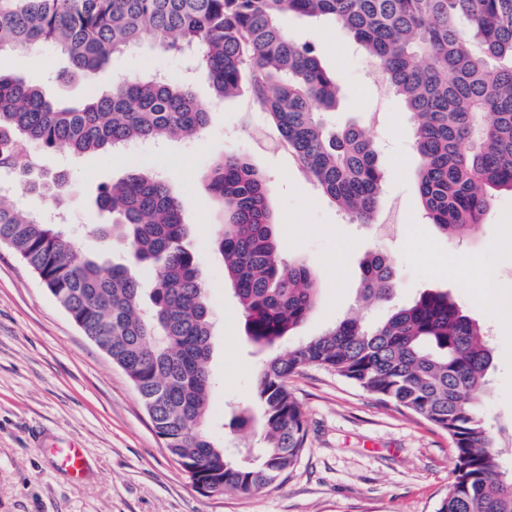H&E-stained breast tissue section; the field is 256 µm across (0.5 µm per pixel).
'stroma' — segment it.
<instances>
[{
    "instance_id": "obj_1",
    "label": "stroma",
    "mask_w": 512,
    "mask_h": 512,
    "mask_svg": "<svg viewBox=\"0 0 512 512\" xmlns=\"http://www.w3.org/2000/svg\"><path fill=\"white\" fill-rule=\"evenodd\" d=\"M283 25L290 36L325 47L323 63L341 86L328 122L359 123L371 131L383 171L376 223L351 221L320 191L278 145L275 129L248 91L216 99L200 73L192 91L211 113L200 138L147 142L135 156L76 155L65 147L42 151L46 171L71 176L68 206L81 221L78 251L110 264L127 261L123 239L104 240L90 229L102 183L124 178L140 164L169 182L182 204L214 319L207 429L225 447L257 456V430L238 431L236 417L244 410L260 419L254 376L269 353L247 339L237 299L224 280V261L214 247L224 213L203 180L215 160L248 157L272 191L283 257L307 261L315 275L316 304L294 338L320 335L360 311L371 321L382 318L387 304L361 308L358 294L366 254L386 252L399 281L396 302L445 291L489 330L493 361L485 410L502 467L511 471L512 193H497L485 224L468 237L441 234L426 218L417 192L413 125L385 77L343 30L294 17ZM15 61L11 54L0 55V70L18 72L56 101L81 100L89 83L105 89L144 71L183 73L179 58L147 47L114 57L85 83L47 82L62 63L50 47L38 50L28 66ZM489 270L502 278L483 296L473 284ZM288 388L302 405L308 431L288 478L254 494L201 495L164 448L123 370L81 332L40 278L0 246V512H436L452 478L445 432L322 369L291 376ZM73 442L87 450V469L79 479L61 464Z\"/></svg>"
}]
</instances>
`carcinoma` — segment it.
I'll use <instances>...</instances> for the list:
<instances>
[{"label":"carcinoma","mask_w":512,"mask_h":512,"mask_svg":"<svg viewBox=\"0 0 512 512\" xmlns=\"http://www.w3.org/2000/svg\"><path fill=\"white\" fill-rule=\"evenodd\" d=\"M345 31L401 97L414 127L423 211L449 235L485 223L494 193L512 192V0H19L0 7V53L30 57L44 46L73 82L146 45L182 55L207 74L219 99L250 95L309 178L350 218L374 221L383 180L374 143L357 125L336 128V73L323 48L288 35L287 16ZM210 112L190 84L144 72L78 102H54L42 87L0 72V177L59 207L68 177L38 165L35 145L79 155L132 142L194 138ZM224 206L215 246L224 259L251 342L274 347L316 303V280L278 246L270 189L243 155L204 174ZM102 239L123 238L133 265L151 266L150 287L127 265L77 252L73 235L0 196V244L33 270L84 335L108 351L137 391L164 448L191 480L224 494L283 481L306 446L303 411L288 377L320 367L384 404L446 432L453 481L437 512H512V473L483 412L493 353L487 331L446 292L403 305L392 260L363 262L365 303L391 305L375 324L346 317L323 334L269 358L257 371L262 448L252 460L227 454L206 429L213 321L181 204L168 183L135 171L97 195Z\"/></svg>","instance_id":"obj_1"}]
</instances>
